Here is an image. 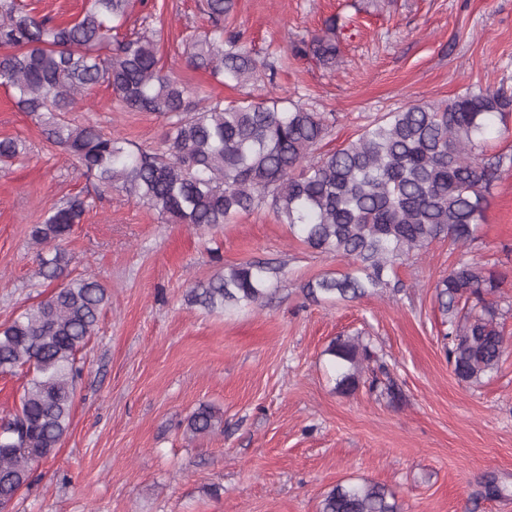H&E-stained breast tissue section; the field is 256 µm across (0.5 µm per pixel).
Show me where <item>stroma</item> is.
<instances>
[{"mask_svg":"<svg viewBox=\"0 0 512 512\" xmlns=\"http://www.w3.org/2000/svg\"><path fill=\"white\" fill-rule=\"evenodd\" d=\"M200 4L133 0L130 22L161 16L162 65L206 94L243 97L246 88L217 83L176 51L202 27ZM331 17L335 66L293 56ZM229 26L252 55L276 63L278 93L335 113L325 152L356 139L370 117L444 104L468 87L512 89V0H238ZM66 118L148 147L168 129L103 86ZM6 136L26 151L0 163V324L50 293L30 229L78 193L90 206L61 247L74 274L111 293L80 354L70 430L55 458L34 464L10 512H318L324 492L362 479L394 492L402 512H512V170L495 181L468 248L507 275L505 348L498 372L469 385L442 349L435 298L459 248L434 242L399 269L401 289L316 302L308 281L346 264L307 249L269 208L200 230L163 223L121 190L95 197L44 119L0 86ZM250 260L283 267L271 304L226 315L188 304L196 283ZM339 336L369 342L398 399L369 387L368 370L354 393L336 392L325 350ZM203 405L218 424L194 437L186 422ZM491 481L501 495L486 496Z\"/></svg>","mask_w":512,"mask_h":512,"instance_id":"obj_1","label":"stroma"}]
</instances>
